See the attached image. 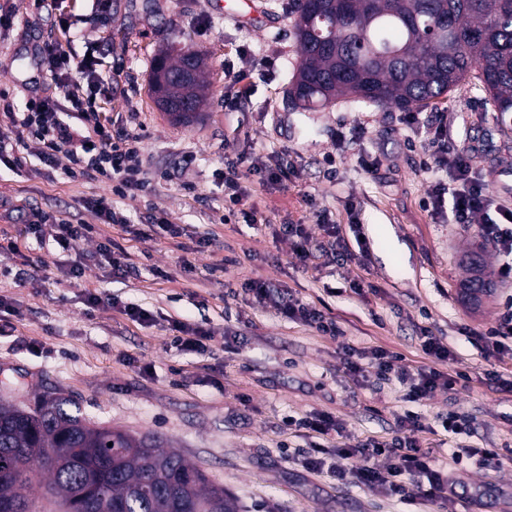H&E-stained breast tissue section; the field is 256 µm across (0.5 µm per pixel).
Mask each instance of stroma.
Masks as SVG:
<instances>
[{"instance_id":"stroma-1","label":"stroma","mask_w":512,"mask_h":512,"mask_svg":"<svg viewBox=\"0 0 512 512\" xmlns=\"http://www.w3.org/2000/svg\"><path fill=\"white\" fill-rule=\"evenodd\" d=\"M234 16L216 0H112L108 25L94 18L91 0H0V131L10 113L28 100L54 93L55 82L39 67L37 49L56 40L67 54H103L111 62V87L99 104L116 123L134 120L145 138L147 170L170 171L171 182L122 200L127 228L102 223L84 200L104 194L96 181H69L60 169L42 164L36 145L26 164L0 171V239L18 245L0 254V292L9 295L14 315L0 322V369L22 374L25 386L9 394L12 404L33 405L37 396L72 400L93 421L140 436H156L162 448L179 451L224 486L241 512H443L439 503L408 504L367 486H341L330 470L303 465L312 446H353L365 439L386 440L397 418L411 410L419 417L415 438L453 471L469 491L487 495L490 512H512V392L490 386L486 375L512 376V349L487 347L481 331L512 295V281L474 305L459 293L467 250L477 247L473 228L453 223L451 213L434 216L421 199L434 183L420 171L422 135L402 125V111L382 109L352 98L327 108L303 111L286 98L300 61L287 0H259L251 17L248 0H229ZM81 16L77 36L58 27L60 17ZM193 48L207 57L210 98L205 112L188 125L160 112L148 90L154 55L162 46ZM248 47L273 65L240 83L241 109H224V65L236 62V47ZM434 110L448 115V143L471 145L475 164L487 173L503 204L512 207V125H503L482 87L467 80ZM431 110V111H434ZM431 111L422 110L421 119ZM260 149L266 160L288 158L293 174L285 183L244 178L246 210L257 221L222 222L224 187L214 172L225 157ZM376 157L378 169H362L358 157ZM195 156L189 174L178 160ZM335 156L328 172L326 156ZM197 190H181L182 179ZM41 208L94 227L91 238L69 249L34 250L25 224L10 208ZM326 210L351 257L319 259L305 267L291 240L278 235L283 224L307 225L310 248L326 241L314 217ZM176 224V241L142 236L156 215ZM216 240L204 245L201 237ZM111 239L140 269L128 280L113 278L111 267L95 259L99 242ZM228 259L226 272L212 266ZM80 278L67 276L72 264ZM259 277L276 289L315 304L338 321L345 336L336 340L281 316L252 296H231L229 284ZM361 283L353 292L352 283ZM102 298L94 311L86 290ZM118 297L149 310L153 321L138 324L113 309ZM206 324L210 349L197 354L173 338L170 320ZM428 327L453 355L442 371L467 373L448 395L405 402L397 379L360 381L340 368V342L367 351L398 352L406 366L430 365L420 347L419 329ZM468 414L475 432L468 443L498 458L453 464L454 442L441 417ZM325 411L343 424L337 439L295 433L286 417Z\"/></svg>"}]
</instances>
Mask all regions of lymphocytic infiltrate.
<instances>
[{
  "label": "lymphocytic infiltrate",
  "instance_id": "1",
  "mask_svg": "<svg viewBox=\"0 0 512 512\" xmlns=\"http://www.w3.org/2000/svg\"><path fill=\"white\" fill-rule=\"evenodd\" d=\"M40 66L50 72L59 90L28 101L25 112L13 115L15 136L0 135V165L14 169L22 166L20 145L30 140L37 144L40 159L48 164H62L65 177L91 180L108 185L107 194L87 200L103 223L119 227L129 218L119 208V200L145 191L149 185L141 158V134L128 126H116L111 118L98 112L96 98L108 85L110 77L100 58L72 61L70 55L53 41L44 42L39 52ZM448 116L435 113L431 134L423 146L419 161L422 171L440 174L422 206L431 213L450 207L457 224L475 225L478 237L494 243L504 261L500 267L503 278H512V213L498 200L482 172L473 164L468 148L452 147L446 135ZM25 222L39 247H70L88 237L93 228L76 224L43 211H32ZM243 290L257 302H271L287 319L306 323L318 333L340 338L336 321L311 304L284 298L262 279H248ZM422 348L432 358V366L408 369L399 353L378 347L363 355L349 343H342L343 368L347 375H362L374 369L379 378L396 376L407 383V401L416 403L438 391L451 389L457 379L441 371L450 352L429 330L421 332ZM416 415L405 414L400 427L390 440L367 441L353 448H339L336 460L326 464L313 454L305 459L308 469L331 467L337 481L379 488L403 502L419 498L438 499L455 504L459 495L453 476L437 469L432 457L421 452L413 437L418 430ZM391 459L389 473H381L374 465L377 457Z\"/></svg>",
  "mask_w": 512,
  "mask_h": 512
}]
</instances>
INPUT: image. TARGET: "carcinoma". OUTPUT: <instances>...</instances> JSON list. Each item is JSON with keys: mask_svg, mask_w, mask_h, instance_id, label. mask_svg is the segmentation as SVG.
I'll use <instances>...</instances> for the list:
<instances>
[{"mask_svg": "<svg viewBox=\"0 0 512 512\" xmlns=\"http://www.w3.org/2000/svg\"><path fill=\"white\" fill-rule=\"evenodd\" d=\"M318 0V30L305 25L306 0H288L301 51L291 98L306 110L342 98L411 111L428 108L472 77L483 85L501 122L512 114V0ZM204 54L167 46L150 73L157 107L189 124L203 111ZM491 284L482 258L463 286L476 296ZM71 400H37L23 408L0 401V505L13 512H238L224 487L209 481L178 451L153 437L134 438L96 425ZM39 483L49 509L23 494Z\"/></svg>", "mask_w": 512, "mask_h": 512, "instance_id": "1", "label": "carcinoma"}]
</instances>
